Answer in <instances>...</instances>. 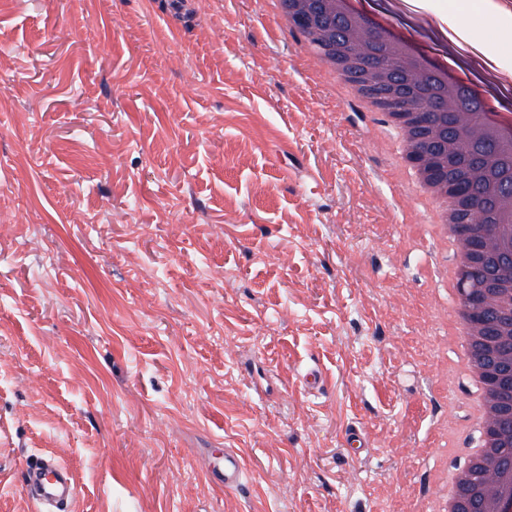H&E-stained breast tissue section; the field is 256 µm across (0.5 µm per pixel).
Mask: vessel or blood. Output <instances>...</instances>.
Listing matches in <instances>:
<instances>
[{
  "mask_svg": "<svg viewBox=\"0 0 512 512\" xmlns=\"http://www.w3.org/2000/svg\"><path fill=\"white\" fill-rule=\"evenodd\" d=\"M204 471L216 484L235 489L241 483L244 465L239 454L228 448L222 459L205 457ZM25 484L38 512H54L55 506L69 504L77 493L66 467L55 458L47 456L40 457L34 465L28 467Z\"/></svg>",
  "mask_w": 512,
  "mask_h": 512,
  "instance_id": "vessel-or-blood-1",
  "label": "vessel or blood"
}]
</instances>
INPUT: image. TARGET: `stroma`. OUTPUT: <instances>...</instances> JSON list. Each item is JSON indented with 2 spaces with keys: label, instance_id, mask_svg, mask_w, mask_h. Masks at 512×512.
I'll return each instance as SVG.
<instances>
[{
  "label": "stroma",
  "instance_id": "1",
  "mask_svg": "<svg viewBox=\"0 0 512 512\" xmlns=\"http://www.w3.org/2000/svg\"><path fill=\"white\" fill-rule=\"evenodd\" d=\"M306 49L268 0H0V512L36 455L72 512H423L472 445L451 254ZM204 471L216 484L225 489H236L241 483L244 465L239 454L231 448L224 449V457L216 462L212 457L204 456Z\"/></svg>",
  "mask_w": 512,
  "mask_h": 512
}]
</instances>
